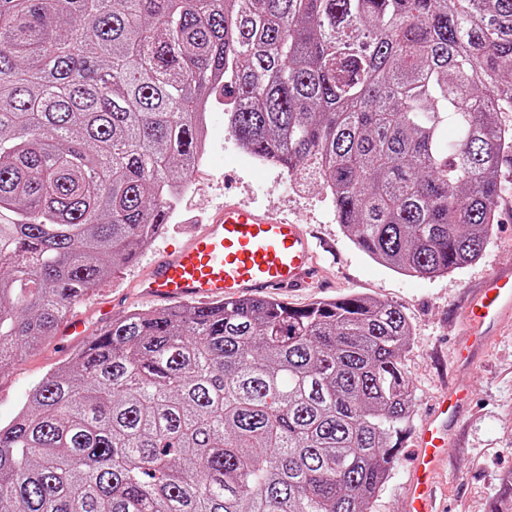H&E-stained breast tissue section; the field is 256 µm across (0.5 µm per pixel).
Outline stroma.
<instances>
[{
	"label": "stroma",
	"mask_w": 512,
	"mask_h": 512,
	"mask_svg": "<svg viewBox=\"0 0 512 512\" xmlns=\"http://www.w3.org/2000/svg\"><path fill=\"white\" fill-rule=\"evenodd\" d=\"M196 173L194 191L180 197L170 223L145 246L137 262L115 266L107 281L84 296L86 336L101 328V308L110 309L115 319L134 309L156 308V301L134 296L128 282L153 256L182 239L189 226L198 223L204 207L231 198L300 220L331 249L319 254L321 275L316 285L281 294V301L300 307L353 292L391 303L408 317L413 344L403 366L414 402V424L422 423L448 385L461 383L474 391L456 427L459 443L449 448L439 477V512H490L501 492L502 476L512 472V318L474 364L463 366L455 357L462 334L457 312L488 275L512 269V165H504L500 175L498 220L483 254L462 269L431 279L406 277L371 261L342 232L321 187L299 192L279 168L245 167L224 126L222 102H215L208 113L206 152ZM76 347V342L56 336L0 371L1 424L17 414L34 386ZM411 447L410 439H403L397 464L372 512H405Z\"/></svg>",
	"instance_id": "35a3bbf8"
}]
</instances>
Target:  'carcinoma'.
I'll return each instance as SVG.
<instances>
[{
  "mask_svg": "<svg viewBox=\"0 0 512 512\" xmlns=\"http://www.w3.org/2000/svg\"><path fill=\"white\" fill-rule=\"evenodd\" d=\"M219 95L367 257L444 276L512 158V0H0V370L169 223ZM410 346L358 293L132 310L0 424V512H371Z\"/></svg>",
  "mask_w": 512,
  "mask_h": 512,
  "instance_id": "1",
  "label": "carcinoma"
}]
</instances>
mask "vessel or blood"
I'll use <instances>...</instances> for the list:
<instances>
[{
    "instance_id": "vessel-or-blood-1",
    "label": "vessel or blood",
    "mask_w": 512,
    "mask_h": 512,
    "mask_svg": "<svg viewBox=\"0 0 512 512\" xmlns=\"http://www.w3.org/2000/svg\"><path fill=\"white\" fill-rule=\"evenodd\" d=\"M317 260L305 225L227 202L212 209L206 223L195 226L180 244L152 260L131 286L137 295L156 301L262 297L310 286L318 275ZM509 312L512 271L502 270L487 278L460 312L470 329L461 358L482 349ZM471 396L469 387L450 388L424 420L416 439L408 512H434V478Z\"/></svg>"
}]
</instances>
